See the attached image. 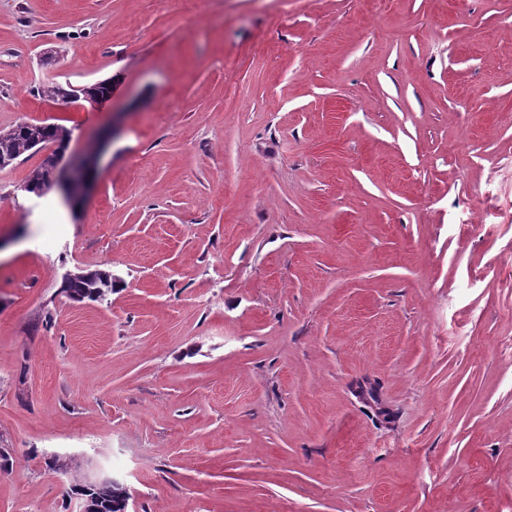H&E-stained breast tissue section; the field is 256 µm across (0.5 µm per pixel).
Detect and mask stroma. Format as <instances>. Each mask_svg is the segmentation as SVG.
Here are the masks:
<instances>
[{"label": "stroma", "instance_id": "35a3bbf8", "mask_svg": "<svg viewBox=\"0 0 512 512\" xmlns=\"http://www.w3.org/2000/svg\"><path fill=\"white\" fill-rule=\"evenodd\" d=\"M46 119L96 165L0 169V512H75L54 457L128 512H512V0H0V130ZM88 269H78L77 272L67 273L63 281H73L63 286V291L74 300H83L85 298L91 300H97L103 296H107L112 293L113 281L112 271L108 268L95 269L93 276H90Z\"/></svg>", "mask_w": 512, "mask_h": 512}]
</instances>
